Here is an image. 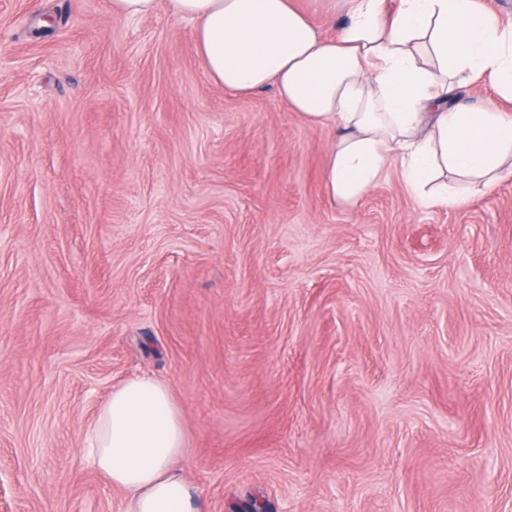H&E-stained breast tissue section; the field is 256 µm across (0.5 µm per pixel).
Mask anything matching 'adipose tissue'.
<instances>
[{
    "instance_id": "1",
    "label": "adipose tissue",
    "mask_w": 512,
    "mask_h": 512,
    "mask_svg": "<svg viewBox=\"0 0 512 512\" xmlns=\"http://www.w3.org/2000/svg\"><path fill=\"white\" fill-rule=\"evenodd\" d=\"M347 20L323 36L292 0H111L112 12L149 17L160 6L194 24L208 76L239 96L274 87L309 125L337 136L325 159L330 199L353 207L392 158L433 205L465 204L449 186L512 175V24L473 0H344ZM487 82L498 100L455 103V73ZM86 459L125 494L124 512H199L180 466L181 409L169 388L141 375L114 387L85 435Z\"/></svg>"
}]
</instances>
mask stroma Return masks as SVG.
<instances>
[{"mask_svg": "<svg viewBox=\"0 0 512 512\" xmlns=\"http://www.w3.org/2000/svg\"><path fill=\"white\" fill-rule=\"evenodd\" d=\"M194 25L0 0V512H122L84 433L147 374L201 512H512V177L334 203V132Z\"/></svg>", "mask_w": 512, "mask_h": 512, "instance_id": "1", "label": "stroma"}]
</instances>
